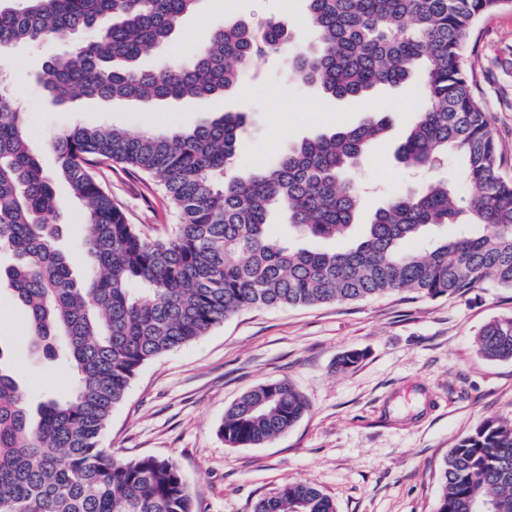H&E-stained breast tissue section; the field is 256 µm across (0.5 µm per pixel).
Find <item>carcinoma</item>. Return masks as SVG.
Returning <instances> with one entry per match:
<instances>
[{"label":"carcinoma","mask_w":512,"mask_h":512,"mask_svg":"<svg viewBox=\"0 0 512 512\" xmlns=\"http://www.w3.org/2000/svg\"><path fill=\"white\" fill-rule=\"evenodd\" d=\"M199 0H0V49L38 46L61 32L71 48L49 62L42 87L58 104L224 95L251 59L289 53L292 77L362 105L378 88L419 75L423 106L397 148L409 169L452 155L453 181L392 196L359 235L358 187L348 172L388 128L385 116L302 140L248 176L235 170L244 116L224 112L190 129L129 132L75 124L49 137L56 174L28 145L25 115L0 89V282L29 327L32 349L60 366L69 394L37 406L0 347V512H197L177 463L115 457L101 447L112 409L147 362L245 309L376 299L401 290L438 298L491 285L512 289V179L474 91L465 46L477 22L512 0H305L314 42L295 47L287 26L224 21L194 55L136 66L168 44ZM102 163L156 177L179 224L148 237L101 186ZM87 208L82 271L60 246L56 179ZM474 193L458 196L456 182ZM279 213L288 238L266 225ZM444 226L458 233L435 234ZM351 238L341 250L290 238ZM420 239L421 251L403 249ZM491 361L512 360V316L475 337ZM285 381L258 385L224 413L231 447L260 446L309 411ZM512 512V423L487 420L448 451L437 512ZM252 512H336L313 483H289Z\"/></svg>","instance_id":"1"}]
</instances>
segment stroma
<instances>
[{"label": "stroma", "instance_id": "obj_1", "mask_svg": "<svg viewBox=\"0 0 512 512\" xmlns=\"http://www.w3.org/2000/svg\"><path fill=\"white\" fill-rule=\"evenodd\" d=\"M260 25L287 23L294 44L311 42L303 0H200L180 23L174 43L143 54L153 68L169 55L191 56L225 18ZM471 55L477 92L512 178V11L481 21ZM68 34L36 48L0 50V73L25 112L30 147L48 172L56 157L49 132L76 123L139 132L194 126L217 112H239L246 132L236 170L267 166L302 139L363 121L360 105L297 83L287 60L272 56L243 69L215 99L134 101L81 99L54 104L36 77L65 51ZM389 129L363 157L354 181L363 186L357 221L369 223L387 199L454 176L455 164L411 174L395 151L422 103L417 79L379 88ZM96 175L129 223L150 236L174 228L179 213L153 178L120 166ZM512 316V289L476 288L448 298L402 292L382 298L239 311L208 333L144 364L114 407L102 447L122 459H174L202 512H251L253 503L287 483L311 482L336 512H437L441 470L459 439L489 419L512 422V360L491 362L474 338L489 320ZM0 343L31 404L65 395L60 372L32 350L22 312L0 288ZM348 351L362 360L344 371ZM285 380L310 403L288 432L257 447L224 444L217 429L244 392Z\"/></svg>", "mask_w": 512, "mask_h": 512}]
</instances>
